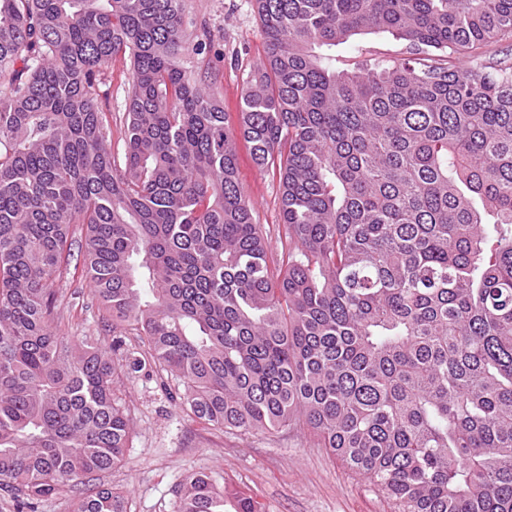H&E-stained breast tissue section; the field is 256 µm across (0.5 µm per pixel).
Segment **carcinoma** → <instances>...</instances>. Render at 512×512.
Wrapping results in <instances>:
<instances>
[{
  "label": "carcinoma",
  "instance_id": "1",
  "mask_svg": "<svg viewBox=\"0 0 512 512\" xmlns=\"http://www.w3.org/2000/svg\"><path fill=\"white\" fill-rule=\"evenodd\" d=\"M237 124L184 67L183 0H0V490L127 512L91 484L131 438L123 330L212 426L301 420L397 512H512V0H254ZM389 32L406 58L324 46ZM130 58L123 163L97 100ZM278 178L288 257L238 183ZM82 272L112 349L54 323ZM264 512L206 475L175 512Z\"/></svg>",
  "mask_w": 512,
  "mask_h": 512
}]
</instances>
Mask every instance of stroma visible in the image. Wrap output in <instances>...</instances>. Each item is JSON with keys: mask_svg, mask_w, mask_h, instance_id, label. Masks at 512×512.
I'll return each instance as SVG.
<instances>
[{"mask_svg": "<svg viewBox=\"0 0 512 512\" xmlns=\"http://www.w3.org/2000/svg\"><path fill=\"white\" fill-rule=\"evenodd\" d=\"M185 27L190 45L205 44L190 53L187 65L207 72V82L236 114L247 73L264 55V36L254 0H185ZM399 40L387 33L357 35L331 49L336 65L364 51L385 59L398 56ZM107 97L98 105L112 141V152L125 149V99L131 71L129 60L116 56L105 72ZM239 182L267 238L274 259L288 255L276 179L261 172L247 150H240ZM55 314L61 330L73 342L93 336L112 342V320L80 275L63 272L55 284ZM132 420L133 431L120 466L101 473L98 483L128 493L127 512H172L183 480L193 474L217 484L246 490L265 512H395L363 475L322 448L303 424L270 433H244L201 423L180 404L178 379L146 366L115 382Z\"/></svg>", "mask_w": 512, "mask_h": 512, "instance_id": "35a3bbf8", "label": "stroma"}]
</instances>
